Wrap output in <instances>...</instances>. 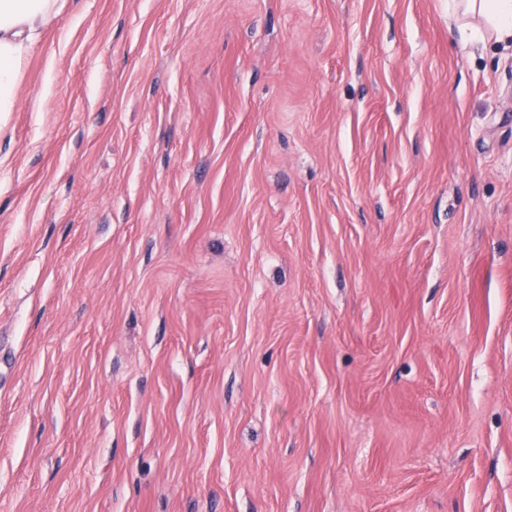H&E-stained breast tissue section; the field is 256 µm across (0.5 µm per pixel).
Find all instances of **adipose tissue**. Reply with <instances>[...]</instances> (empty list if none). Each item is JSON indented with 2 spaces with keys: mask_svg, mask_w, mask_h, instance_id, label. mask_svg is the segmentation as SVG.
<instances>
[{
  "mask_svg": "<svg viewBox=\"0 0 512 512\" xmlns=\"http://www.w3.org/2000/svg\"><path fill=\"white\" fill-rule=\"evenodd\" d=\"M462 40L512 43V0H453ZM57 0H0V112L12 111L27 53Z\"/></svg>",
  "mask_w": 512,
  "mask_h": 512,
  "instance_id": "adipose-tissue-1",
  "label": "adipose tissue"
}]
</instances>
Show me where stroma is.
<instances>
[{"instance_id":"1","label":"stroma","mask_w":512,"mask_h":512,"mask_svg":"<svg viewBox=\"0 0 512 512\" xmlns=\"http://www.w3.org/2000/svg\"><path fill=\"white\" fill-rule=\"evenodd\" d=\"M60 4L0 112V512H512V48Z\"/></svg>"}]
</instances>
